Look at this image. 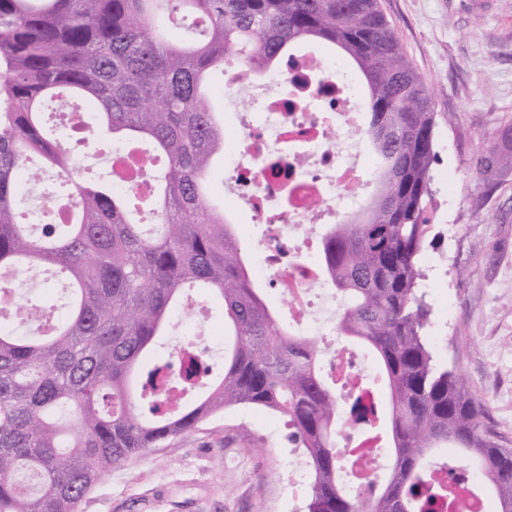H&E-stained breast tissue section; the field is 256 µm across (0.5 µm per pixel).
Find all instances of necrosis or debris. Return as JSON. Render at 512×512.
<instances>
[{
	"instance_id": "necrosis-or-debris-1",
	"label": "necrosis or debris",
	"mask_w": 512,
	"mask_h": 512,
	"mask_svg": "<svg viewBox=\"0 0 512 512\" xmlns=\"http://www.w3.org/2000/svg\"><path fill=\"white\" fill-rule=\"evenodd\" d=\"M252 83L255 95L239 124L225 132L227 159L233 165L229 195L238 209L264 226L261 260L271 288L288 304L289 328L301 336L334 337L340 304L323 266L304 254L298 241L318 225L337 224L346 212L336 200L362 202L375 162L349 153L344 140L361 135L360 96L335 58L317 50H290L282 66L264 80L252 81L243 67L226 74L227 87ZM151 160L112 157L116 185L144 197L152 190ZM337 387L356 391L365 367L346 349H331L322 363ZM361 428L344 425L336 446L344 461V481L361 492L379 481L386 454L365 448ZM428 481L447 487L441 512H494V499L478 469L441 462L428 466Z\"/></svg>"
}]
</instances>
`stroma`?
I'll return each mask as SVG.
<instances>
[{"label":"stroma","instance_id":"35a3bbf8","mask_svg":"<svg viewBox=\"0 0 512 512\" xmlns=\"http://www.w3.org/2000/svg\"><path fill=\"white\" fill-rule=\"evenodd\" d=\"M436 114L426 340L512 447V171L479 159L512 123V0H380ZM282 416L237 406L114 468L78 512H307Z\"/></svg>","mask_w":512,"mask_h":512}]
</instances>
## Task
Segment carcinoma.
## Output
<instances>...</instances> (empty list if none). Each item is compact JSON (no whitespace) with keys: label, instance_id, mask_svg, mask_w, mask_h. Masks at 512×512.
<instances>
[{"label":"carcinoma","instance_id":"1","mask_svg":"<svg viewBox=\"0 0 512 512\" xmlns=\"http://www.w3.org/2000/svg\"><path fill=\"white\" fill-rule=\"evenodd\" d=\"M191 27H184L187 17ZM317 41L363 78L378 161L376 192L360 215L323 239V264L346 301L338 335L366 346L388 389L389 464L353 494L339 479L336 388L315 341L288 332L251 280L245 250L206 190L224 123L206 78L233 58L277 67L296 43ZM94 106L82 121L93 147L138 150L161 163L153 193L113 188L112 170L83 175L71 136L48 130L45 100ZM435 112L378 0H0V283L21 266L48 265L68 281V311L22 299L0 323V512H77L114 467L147 454L227 408L259 406L285 418L288 440L312 470L308 512H438L445 488L427 485L423 459L454 448L472 459L497 512H512V448L476 398L425 342L430 307L420 291L429 232ZM512 169V124L480 160ZM51 170L70 221L36 236L17 209L22 185ZM220 304L233 344L216 380L196 356L168 395V357L144 364L185 294ZM363 383L350 411L375 413Z\"/></svg>","mask_w":512,"mask_h":512}]
</instances>
